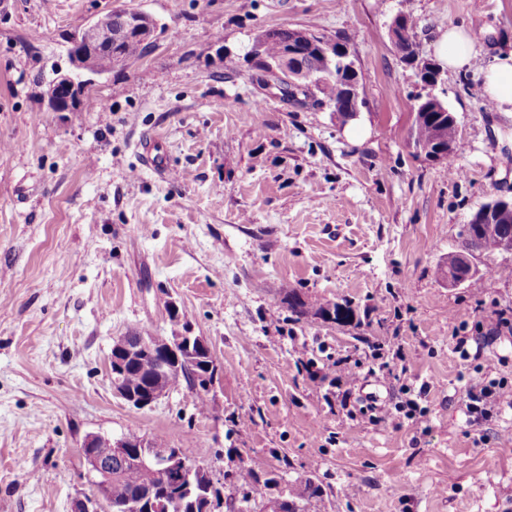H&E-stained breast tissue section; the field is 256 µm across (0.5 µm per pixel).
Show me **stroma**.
Returning <instances> with one entry per match:
<instances>
[{
	"instance_id": "obj_1",
	"label": "stroma",
	"mask_w": 512,
	"mask_h": 512,
	"mask_svg": "<svg viewBox=\"0 0 512 512\" xmlns=\"http://www.w3.org/2000/svg\"><path fill=\"white\" fill-rule=\"evenodd\" d=\"M117 4L156 21L151 47L93 77L85 111H52L71 35ZM399 14L422 62L448 27L473 30L470 68L425 86L388 38ZM274 27L347 41L354 117L252 82L246 55ZM511 50L512 0H0V512H74L94 491L85 437L129 433L208 468L212 512L243 497L270 512L303 478L321 512H512V446L497 440L512 405L481 423L465 408L470 385L512 383V253L479 256L476 284L446 275L464 224L512 197V112L482 77ZM429 93L457 118L461 176L410 145ZM153 134L170 179L141 165ZM287 287L354 318H297ZM172 301L212 348L214 389L184 382L132 408L113 393L112 345L170 335ZM461 336L479 352L457 353ZM392 339L405 360L379 371L373 347ZM300 340L359 363L347 406L326 403ZM404 385L428 386L424 425L398 412Z\"/></svg>"
}]
</instances>
